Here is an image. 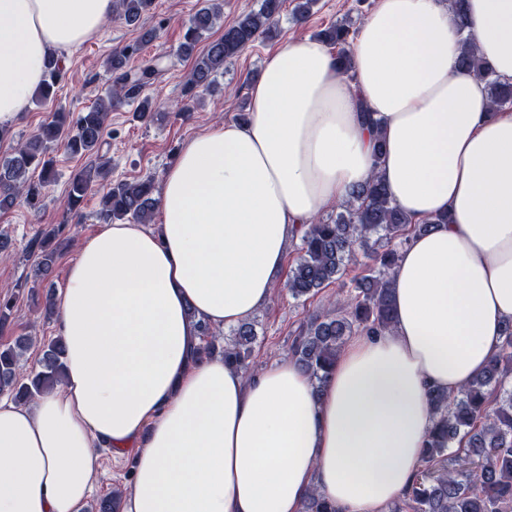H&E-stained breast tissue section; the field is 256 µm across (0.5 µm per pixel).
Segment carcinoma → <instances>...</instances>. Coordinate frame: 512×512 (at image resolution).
<instances>
[{
    "instance_id": "carcinoma-1",
    "label": "carcinoma",
    "mask_w": 512,
    "mask_h": 512,
    "mask_svg": "<svg viewBox=\"0 0 512 512\" xmlns=\"http://www.w3.org/2000/svg\"><path fill=\"white\" fill-rule=\"evenodd\" d=\"M285 0H260L258 8L243 14L224 28V34L210 39V32L221 19L223 0H203L183 33L179 52L189 57L196 45L207 41L194 61L187 91L194 96L211 93L224 64L245 48L275 30ZM154 0H115L113 16L127 25L138 26L152 9ZM316 0H296L292 20L305 23ZM357 29L347 19L334 22L317 33V38L336 50L340 70L350 75V45ZM158 38V28H144L138 41L112 51L106 58L112 85L98 98L91 110L69 120L57 112L53 120L17 143L10 154L0 156V212L21 202L38 213L45 189L55 180L52 147L59 145L72 158L91 157L93 161L74 174L65 199L67 211L78 214L81 206L99 185L101 218L114 221L148 223L157 207L155 182L150 176L131 182L110 183V169L101 162L100 149L112 110L128 100H139L134 117L149 125L158 119L160 107L143 95L144 89L160 74L154 60H143L135 68L131 59L142 47ZM459 65L486 82L492 109L512 105V82L493 77L476 55L468 40H463ZM47 79L34 93L44 103L55 93V85L65 75L59 58L45 62ZM448 223L438 215L423 224H413L397 209L383 182L376 176L354 187L348 199L336 207V216L318 218L308 225L295 245L297 257L288 272V293L296 300L315 295L329 285L343 281L358 247L370 242L384 243L373 256L374 264L363 277L351 281L350 290L331 303L332 309L299 325L289 351L310 375L317 390H322L345 343L346 337L361 330L384 331L391 327V274L399 250L413 233L425 232L436 224ZM204 341L200 355L221 354L224 363L244 371L251 370V357L258 332L255 321L246 320L224 338L217 351L216 332L200 318L195 321ZM26 338L0 347V394L18 402L32 401L63 382L64 347L59 338L42 346L40 369L27 376L19 371V360ZM433 423L422 458L411 486L388 512H512V321L502 330L498 354L485 370L456 395L442 391L430 393ZM304 512H339L326 497L312 493Z\"/></svg>"
}]
</instances>
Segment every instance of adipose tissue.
Masks as SVG:
<instances>
[{"label": "adipose tissue", "mask_w": 512, "mask_h": 512, "mask_svg": "<svg viewBox=\"0 0 512 512\" xmlns=\"http://www.w3.org/2000/svg\"><path fill=\"white\" fill-rule=\"evenodd\" d=\"M114 0H0V128L44 60L95 38ZM377 0L352 73L307 35L270 53L250 118L185 140L157 188V227L106 224L55 299L62 385L0 398V512H82L98 448L131 455L121 512H387L432 425L428 392L479 375L512 320V109L457 59L470 40L512 82V0ZM379 177L413 223L391 278L389 331L343 347L323 395L294 359L246 375L195 355L196 318L235 326L266 306L286 244Z\"/></svg>", "instance_id": "obj_1"}]
</instances>
